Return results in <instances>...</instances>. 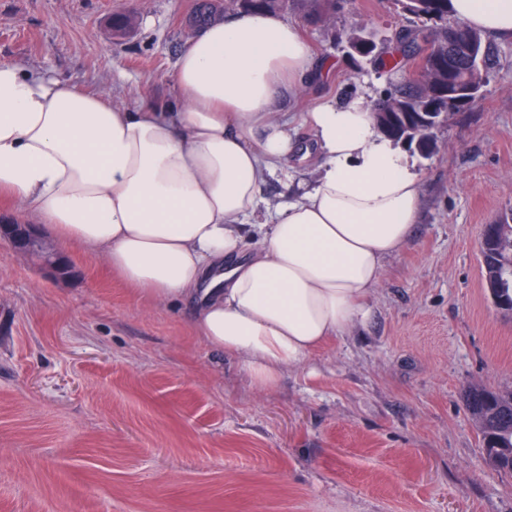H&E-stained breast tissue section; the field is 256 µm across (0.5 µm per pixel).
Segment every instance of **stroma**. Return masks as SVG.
Masks as SVG:
<instances>
[{
    "label": "stroma",
    "instance_id": "stroma-1",
    "mask_svg": "<svg viewBox=\"0 0 512 512\" xmlns=\"http://www.w3.org/2000/svg\"><path fill=\"white\" fill-rule=\"evenodd\" d=\"M197 0H0V63H19L117 105L179 102L169 80ZM134 14V29L112 22ZM282 19L316 69L275 110L308 144L300 113L366 106L418 64L347 52L359 27L387 45L395 0H347ZM477 102L408 149L419 220L365 301L366 318L276 386L192 335L185 306L134 294L103 261L57 249L64 276L0 240V512H512V473L484 462L462 395L512 390V315L482 277L483 225L512 209V39H488ZM320 160L266 173L265 203L297 195Z\"/></svg>",
    "mask_w": 512,
    "mask_h": 512
}]
</instances>
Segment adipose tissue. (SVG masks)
<instances>
[{"label": "adipose tissue", "mask_w": 512, "mask_h": 512, "mask_svg": "<svg viewBox=\"0 0 512 512\" xmlns=\"http://www.w3.org/2000/svg\"><path fill=\"white\" fill-rule=\"evenodd\" d=\"M448 9L512 38V0H450ZM313 68L309 43L271 14L190 40L170 75L176 107L115 106L0 63V201L23 204L136 294L193 301L195 337L240 357L256 385L274 386L364 319L421 206L419 173L370 110L322 103L301 116L322 156L318 181L277 206L245 247L265 172L297 148L275 102Z\"/></svg>", "instance_id": "adipose-tissue-1"}]
</instances>
